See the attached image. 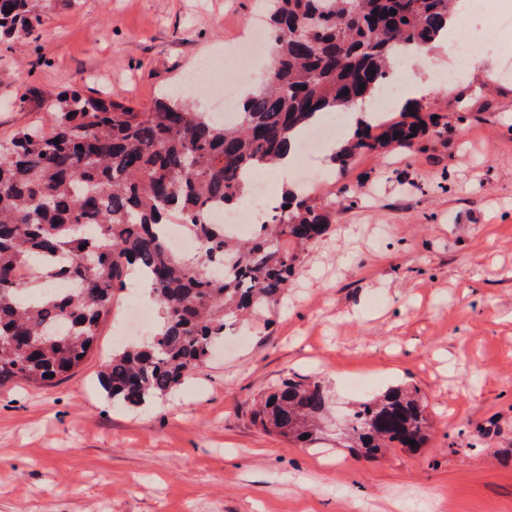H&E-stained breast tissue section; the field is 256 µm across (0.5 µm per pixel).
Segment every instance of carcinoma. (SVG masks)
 <instances>
[{
  "label": "carcinoma",
  "mask_w": 512,
  "mask_h": 512,
  "mask_svg": "<svg viewBox=\"0 0 512 512\" xmlns=\"http://www.w3.org/2000/svg\"><path fill=\"white\" fill-rule=\"evenodd\" d=\"M452 2L276 0L268 74L231 123L197 111L185 94L150 109L106 93L53 97L49 124L19 128L0 143V388L70 375L94 344L115 291L136 272L148 278L157 327L144 340L112 347L101 371L104 391L135 407L191 377L231 325L278 300L305 247L336 218L286 191L271 220L241 241L203 220V208H238L250 194V173L295 147L293 130L311 128L315 114L355 97L371 98L400 52L435 41ZM42 22L38 0H0V40L21 39ZM438 127L419 108L365 124L334 162L344 170L361 152L410 146ZM176 217L191 221L196 235L190 257L165 240ZM43 261L51 263L48 288L30 298L35 279L19 273ZM327 405L320 383L288 382L260 400L254 420L310 445ZM430 429L418 391L390 387L347 414L346 447L369 457L383 448L416 451Z\"/></svg>",
  "instance_id": "obj_1"
}]
</instances>
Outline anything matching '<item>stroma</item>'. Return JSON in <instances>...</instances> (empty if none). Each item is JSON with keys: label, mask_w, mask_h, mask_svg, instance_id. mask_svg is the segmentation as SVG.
<instances>
[{"label": "stroma", "mask_w": 512, "mask_h": 512, "mask_svg": "<svg viewBox=\"0 0 512 512\" xmlns=\"http://www.w3.org/2000/svg\"><path fill=\"white\" fill-rule=\"evenodd\" d=\"M261 0H70L0 43V141L50 119L71 89L139 108L242 39ZM474 19L486 71L421 98L448 129L312 163L336 222L304 251L272 311L225 336L163 397L112 405L101 365L141 290L116 293L73 374L0 390V512H512V31ZM347 193L333 204V189ZM321 382L322 439L265 431L254 403L285 380ZM418 388L426 448L350 453L336 418L390 385Z\"/></svg>", "instance_id": "1"}]
</instances>
